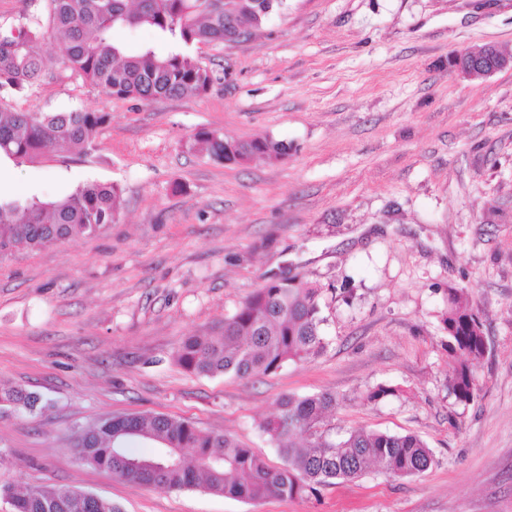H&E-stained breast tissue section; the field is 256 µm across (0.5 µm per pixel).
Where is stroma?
I'll return each instance as SVG.
<instances>
[{"instance_id":"35a3bbf8","label":"stroma","mask_w":512,"mask_h":512,"mask_svg":"<svg viewBox=\"0 0 512 512\" xmlns=\"http://www.w3.org/2000/svg\"><path fill=\"white\" fill-rule=\"evenodd\" d=\"M512 55V0H282L241 42L196 45L223 73L204 94L150 104L52 76L12 111L111 116L93 147L0 160V191L122 190L100 232L0 257V382L40 395L0 411V484L66 486L123 512H512V70L484 79L452 53ZM288 143L287 157L218 162L199 130ZM321 290L326 348L257 380L191 375L173 353L215 331L269 275ZM469 287L488 344L477 398L458 402L442 317ZM391 395L372 401L378 386ZM330 391L329 425L415 434L435 463L375 469L302 498L245 503L140 486L93 468L78 426L160 413L279 464L258 425L285 394Z\"/></svg>"}]
</instances>
